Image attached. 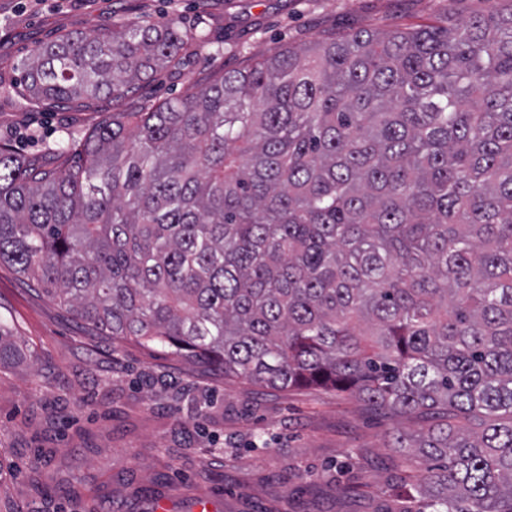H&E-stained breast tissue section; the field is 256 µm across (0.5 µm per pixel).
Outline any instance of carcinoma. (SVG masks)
<instances>
[{"label":"carcinoma","instance_id":"cac0c4a2","mask_svg":"<svg viewBox=\"0 0 512 512\" xmlns=\"http://www.w3.org/2000/svg\"><path fill=\"white\" fill-rule=\"evenodd\" d=\"M202 42L67 33L44 109L123 101ZM49 167L0 142V264L101 336L432 421L393 512H512V0L359 30L115 108ZM0 327V366L22 362Z\"/></svg>","mask_w":512,"mask_h":512}]
</instances>
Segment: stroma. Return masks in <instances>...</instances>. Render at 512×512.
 <instances>
[{
	"instance_id": "1",
	"label": "stroma",
	"mask_w": 512,
	"mask_h": 512,
	"mask_svg": "<svg viewBox=\"0 0 512 512\" xmlns=\"http://www.w3.org/2000/svg\"><path fill=\"white\" fill-rule=\"evenodd\" d=\"M496 0H0V140L57 166L112 108L46 112L21 95L23 64L68 32L121 17L174 20L205 44L142 83L137 100L185 96L219 68L357 30L460 20ZM0 324L27 362L0 369V512H390L410 471L394 430L362 401L278 389L134 342L89 334L0 265Z\"/></svg>"
}]
</instances>
